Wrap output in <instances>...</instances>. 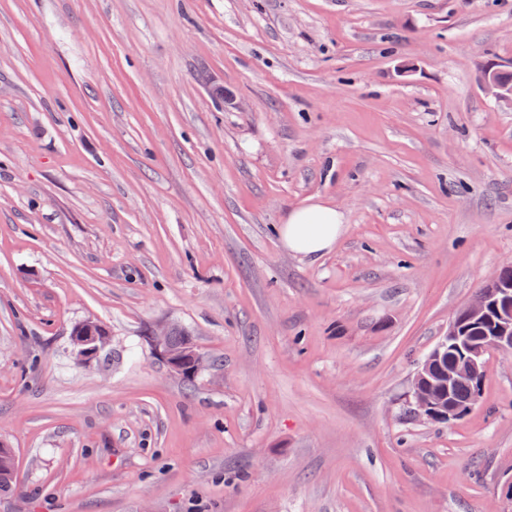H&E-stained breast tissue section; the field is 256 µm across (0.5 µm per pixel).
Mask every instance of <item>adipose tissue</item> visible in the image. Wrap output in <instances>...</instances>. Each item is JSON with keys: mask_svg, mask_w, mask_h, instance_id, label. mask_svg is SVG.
Listing matches in <instances>:
<instances>
[{"mask_svg": "<svg viewBox=\"0 0 512 512\" xmlns=\"http://www.w3.org/2000/svg\"><path fill=\"white\" fill-rule=\"evenodd\" d=\"M345 230L344 216L334 204L311 199L289 211L277 234L289 252L315 259L330 252Z\"/></svg>", "mask_w": 512, "mask_h": 512, "instance_id": "ef3b65f1", "label": "adipose tissue"}]
</instances>
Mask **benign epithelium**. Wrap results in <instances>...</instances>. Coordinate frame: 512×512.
Masks as SVG:
<instances>
[{
  "mask_svg": "<svg viewBox=\"0 0 512 512\" xmlns=\"http://www.w3.org/2000/svg\"><path fill=\"white\" fill-rule=\"evenodd\" d=\"M482 87L494 98L512 104V85L501 79L497 65L491 64L484 68ZM510 271L512 264L503 267L486 282L485 290L477 293L461 308L463 319L477 323L484 320L488 301L502 303V308L498 311L499 322L494 336L475 346L462 336L458 323L453 320L449 324L448 334L419 365L408 392V403L419 418L430 422L449 423L463 417L479 401L481 391H475L469 405L463 408L447 398L451 384L460 375L484 380V355L488 350L495 349L508 355L512 353V281L505 277V273ZM101 330L100 324L92 321L81 323L74 328L71 340L82 360L91 362L99 355L105 342V337L100 335ZM171 332L170 327L153 332L151 341L154 350L174 373L185 379L197 377L210 365L209 357L190 336L184 337L182 345L174 346L171 343ZM461 346L467 350V354L462 356V362L442 371L436 380H430L428 375L432 374V368L448 355V351Z\"/></svg>",
  "mask_w": 512,
  "mask_h": 512,
  "instance_id": "benign-epithelium-1",
  "label": "benign epithelium"
}]
</instances>
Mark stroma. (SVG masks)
<instances>
[{"instance_id":"35a3bbf8","label":"stroma","mask_w":512,"mask_h":512,"mask_svg":"<svg viewBox=\"0 0 512 512\" xmlns=\"http://www.w3.org/2000/svg\"><path fill=\"white\" fill-rule=\"evenodd\" d=\"M491 63L512 0H0V512H512V355L460 420L407 404L512 262ZM345 230L344 215L336 205L309 199L288 212L277 234L289 252L303 259H316L330 252ZM102 327L92 321L78 324L72 333V344L82 360L91 362L97 358L106 336H100ZM173 328L175 327H167L153 332L151 341L154 350L174 373L185 379L195 378L207 369L211 361L186 330L177 328L171 335ZM182 336H184V341L181 346L176 347L171 343L172 339L175 345H179Z\"/></svg>"}]
</instances>
